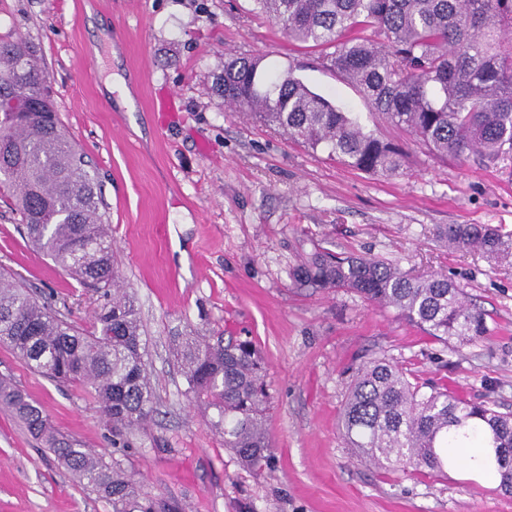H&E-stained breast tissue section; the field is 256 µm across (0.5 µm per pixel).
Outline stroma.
Masks as SVG:
<instances>
[{"mask_svg":"<svg viewBox=\"0 0 512 512\" xmlns=\"http://www.w3.org/2000/svg\"><path fill=\"white\" fill-rule=\"evenodd\" d=\"M20 38L37 48L60 120L92 162L119 285L140 312L155 411L119 452L80 388L27 370L4 344L0 377L60 433L120 460L181 512H512V495L458 465L442 476L377 470L338 427L355 367L376 352L411 382L512 411V268L443 249L434 235L440 224H486L511 236L512 164L430 156L254 0H0V42ZM232 56L293 69L366 129L403 143L402 173L342 165L225 104L215 83ZM7 196L1 189L0 267L92 330L95 295L28 245ZM318 249L448 276L485 311L489 336L447 347L357 294L297 285L294 268ZM189 332L256 344L269 468H246L189 393L174 342ZM0 512L112 507L0 411Z\"/></svg>","mask_w":512,"mask_h":512,"instance_id":"35a3bbf8","label":"stroma"}]
</instances>
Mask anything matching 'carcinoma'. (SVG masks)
Instances as JSON below:
<instances>
[{"label":"carcinoma","mask_w":512,"mask_h":512,"mask_svg":"<svg viewBox=\"0 0 512 512\" xmlns=\"http://www.w3.org/2000/svg\"><path fill=\"white\" fill-rule=\"evenodd\" d=\"M289 40L318 53V64L358 89L375 112L431 152L512 157V0H254ZM372 30L374 37L364 36ZM224 102L254 112L290 138L322 147L340 163L393 176L405 152L365 130L310 91L289 69L268 72L260 57H230L219 78ZM11 192L27 241L99 294L96 330L80 328L49 297L0 272V342L25 367L81 387L120 436L152 415L142 324L134 299L118 288L101 189L62 124L37 51L18 39L0 42V187ZM436 239L476 249L512 266V239L484 224H448ZM295 281L345 289L428 335L462 346L488 334L485 314L447 277H414L375 258L317 251ZM188 389L217 411L224 447L260 469L270 458L265 427L264 363L250 340L178 337ZM0 410L29 432L97 494L112 512H178L141 492L120 461L58 434L11 380L0 378ZM349 447L383 471L445 474L462 458L491 455L486 474L512 494V413L492 401L474 403L448 389L422 387L383 354L357 368L340 414Z\"/></svg>","instance_id":"carcinoma-1"}]
</instances>
